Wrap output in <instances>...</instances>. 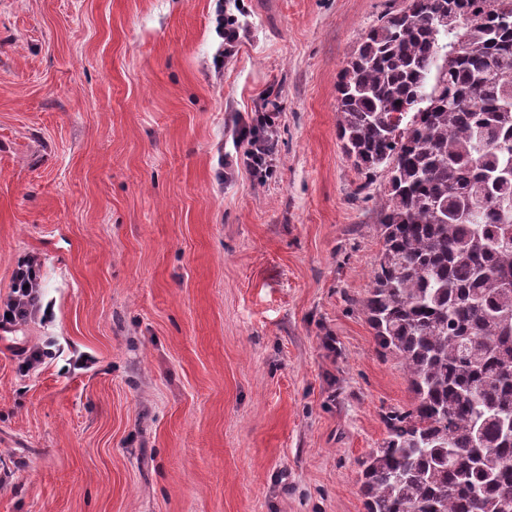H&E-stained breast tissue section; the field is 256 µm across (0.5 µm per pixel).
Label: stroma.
Segmentation results:
<instances>
[{
  "mask_svg": "<svg viewBox=\"0 0 512 512\" xmlns=\"http://www.w3.org/2000/svg\"><path fill=\"white\" fill-rule=\"evenodd\" d=\"M405 0H0V512H365L413 395L337 83ZM242 29L222 53L218 11ZM277 112L271 178L221 158ZM44 350L33 371L22 347ZM29 284L28 288L24 285ZM40 275L36 258L18 267L13 273L11 294L0 306V325L16 324L40 308ZM9 313V317H6Z\"/></svg>",
  "mask_w": 512,
  "mask_h": 512,
  "instance_id": "obj_1",
  "label": "stroma"
}]
</instances>
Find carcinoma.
Returning a JSON list of instances; mask_svg holds the SVG:
<instances>
[{
    "instance_id": "carcinoma-1",
    "label": "carcinoma",
    "mask_w": 512,
    "mask_h": 512,
    "mask_svg": "<svg viewBox=\"0 0 512 512\" xmlns=\"http://www.w3.org/2000/svg\"><path fill=\"white\" fill-rule=\"evenodd\" d=\"M337 111L348 158L389 173L365 308L414 395L362 462L366 512H512V0H408Z\"/></svg>"
}]
</instances>
